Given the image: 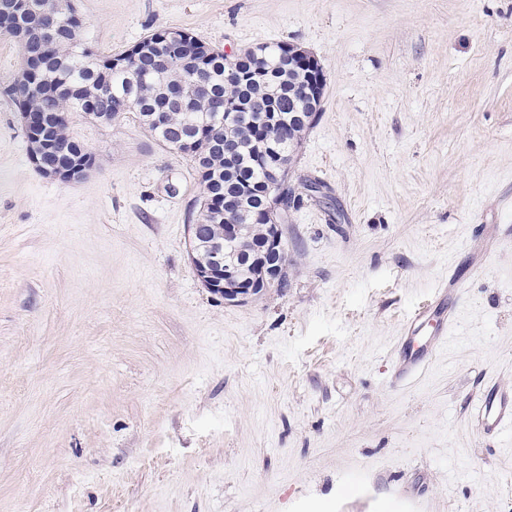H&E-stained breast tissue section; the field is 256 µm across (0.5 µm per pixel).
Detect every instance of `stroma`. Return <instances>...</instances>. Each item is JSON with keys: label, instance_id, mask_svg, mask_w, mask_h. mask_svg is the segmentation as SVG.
Wrapping results in <instances>:
<instances>
[{"label": "stroma", "instance_id": "35a3bbf8", "mask_svg": "<svg viewBox=\"0 0 512 512\" xmlns=\"http://www.w3.org/2000/svg\"><path fill=\"white\" fill-rule=\"evenodd\" d=\"M116 55L158 28L294 43L326 86L283 227L285 291L225 304L187 226L194 162L137 113L68 115L92 152L30 161L0 34V512H512V0H73ZM455 279L431 367L391 383L408 317ZM470 422L487 437L512 431V391L496 383L487 385L471 410Z\"/></svg>", "mask_w": 512, "mask_h": 512}]
</instances>
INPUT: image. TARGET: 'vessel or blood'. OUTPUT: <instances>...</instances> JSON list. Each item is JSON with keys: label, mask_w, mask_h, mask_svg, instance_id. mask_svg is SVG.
<instances>
[{"label": "vessel or blood", "mask_w": 512, "mask_h": 512, "mask_svg": "<svg viewBox=\"0 0 512 512\" xmlns=\"http://www.w3.org/2000/svg\"><path fill=\"white\" fill-rule=\"evenodd\" d=\"M459 310L448 286H440L429 304L421 307L406 321L398 338L399 358L394 376L401 385L421 373L433 355L448 342V330L456 324ZM436 323L437 329L425 343H417L424 326ZM472 426L481 435L491 437L512 431V391L497 384L487 385L470 413Z\"/></svg>", "instance_id": "obj_1"}]
</instances>
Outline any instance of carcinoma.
Masks as SVG:
<instances>
[{"mask_svg":"<svg viewBox=\"0 0 512 512\" xmlns=\"http://www.w3.org/2000/svg\"><path fill=\"white\" fill-rule=\"evenodd\" d=\"M52 2L47 0L45 11L37 19L28 16L13 19L7 34L17 39L24 27L52 23ZM79 28L80 22L74 16L50 43L21 46L23 51L44 57L46 64L34 76L32 88L8 86V93L18 108L28 109L37 119L50 125L48 140L64 141L73 147H80L82 143L68 132L66 116L69 112H85L90 105L99 111L114 112L120 102L126 101L142 121L149 112L168 113L166 128L158 131L152 127L149 132L162 144L181 140L196 142L193 162L202 189L215 199V209L200 212L194 219L199 238L207 241L218 231L221 220L217 214L224 207L229 176L234 178L237 192L245 194L242 207L233 219L252 225L253 235L262 234L261 192L267 178L268 161L276 160V153L266 156L259 153L254 146L256 127L244 124L234 130L240 155L229 164L224 161V130L216 131L211 140L201 139L198 123L213 112L216 101L228 98L233 104L239 103L242 112L254 111L246 105L259 101L265 105V111L275 113L279 123L284 125L288 123L289 114L312 111L302 94L308 71L291 63L281 54V45L276 44L262 46L260 60L250 56L238 61L228 60L223 51L210 46L206 64L197 73L172 69L159 74L157 60L150 55L149 48L152 43L164 46L170 29L161 28L140 40L143 50L129 49L121 53L126 73L110 77V84L103 89L94 84L93 75L112 71V57L73 55L72 43L80 38ZM174 88L182 90L191 109L181 110L171 104Z\"/></svg>","mask_w":512,"mask_h":512,"instance_id":"cac0c4a2","label":"carcinoma"}]
</instances>
